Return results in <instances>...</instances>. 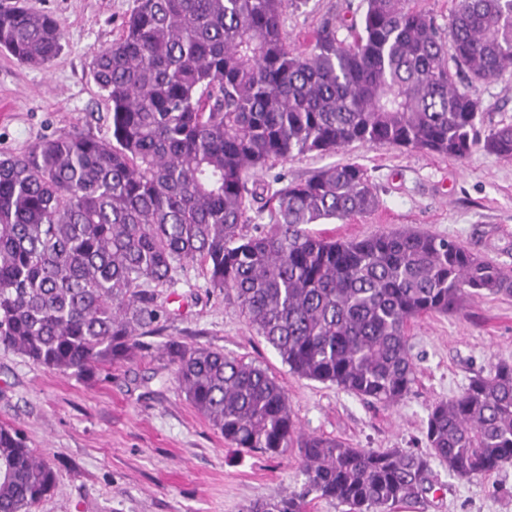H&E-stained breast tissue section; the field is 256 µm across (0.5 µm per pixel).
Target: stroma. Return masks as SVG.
<instances>
[{"label": "stroma", "mask_w": 512, "mask_h": 512, "mask_svg": "<svg viewBox=\"0 0 512 512\" xmlns=\"http://www.w3.org/2000/svg\"><path fill=\"white\" fill-rule=\"evenodd\" d=\"M14 3L53 16L63 33L62 50L46 69L0 52V154L24 153L43 139L74 132L110 138L112 113L93 77V55L121 36L136 0ZM363 10V0H306L287 8L288 44L304 49L324 21L348 23ZM473 95L484 127L512 122V71L474 88ZM338 163L367 169L378 205L367 214L313 225V232L352 240L412 229L455 239L512 273V161L481 151L456 160L355 143L273 163L258 179L276 190ZM163 296L175 317L170 334L268 367L286 390L302 433L356 448L425 452L432 405L459 395L492 364L512 362V296L483 295L460 313L410 323L415 382L403 401L386 406L293 375L234 302L207 288L192 266ZM160 342L152 337L148 353L92 380L0 348V424L23 429L58 475L36 512H245L256 499L301 488L297 449L270 460L226 444L178 390ZM432 470L434 492L397 512H512V463L470 480L438 462Z\"/></svg>", "instance_id": "35a3bbf8"}]
</instances>
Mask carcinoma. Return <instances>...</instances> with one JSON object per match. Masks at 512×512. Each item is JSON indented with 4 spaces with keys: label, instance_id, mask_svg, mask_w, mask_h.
I'll list each match as a JSON object with an SVG mask.
<instances>
[{
    "label": "carcinoma",
    "instance_id": "carcinoma-1",
    "mask_svg": "<svg viewBox=\"0 0 512 512\" xmlns=\"http://www.w3.org/2000/svg\"><path fill=\"white\" fill-rule=\"evenodd\" d=\"M339 38L288 47L297 0H137L121 37L95 52L112 138L72 133L0 156V345L59 373L94 378L164 335L160 299L185 264L236 302L301 378L395 405L415 380L407 328L512 275L445 237L413 230L340 241L308 225L378 203L367 171L345 163L265 198L272 224L245 230L248 188L273 161L387 143L463 159L512 161V123L478 128L477 100L512 68V0H464L441 29L422 0H365ZM57 21L0 4V51L45 67ZM174 380L224 441L275 459L296 446L303 489L247 512H394L432 489L431 463L461 479L512 461V363L470 379L428 413L429 452L361 449L297 434L288 395L265 367L176 337L160 344ZM56 472L0 425V512H32Z\"/></svg>",
    "mask_w": 512,
    "mask_h": 512
}]
</instances>
